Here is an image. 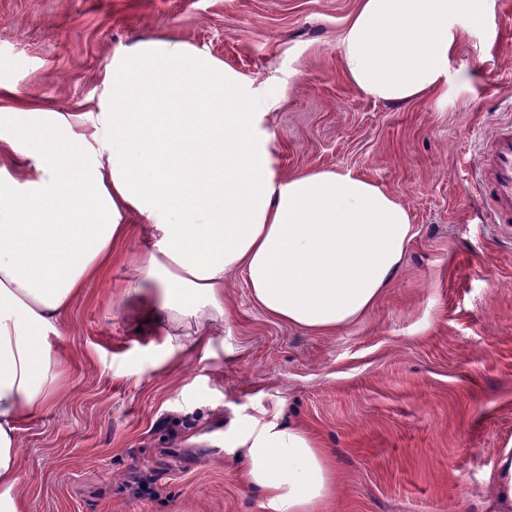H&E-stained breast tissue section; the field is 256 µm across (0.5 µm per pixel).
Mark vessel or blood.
Returning <instances> with one entry per match:
<instances>
[{
  "mask_svg": "<svg viewBox=\"0 0 512 512\" xmlns=\"http://www.w3.org/2000/svg\"><path fill=\"white\" fill-rule=\"evenodd\" d=\"M475 193L484 200L491 218L512 223V124L497 126L479 160Z\"/></svg>",
  "mask_w": 512,
  "mask_h": 512,
  "instance_id": "1",
  "label": "vessel or blood"
}]
</instances>
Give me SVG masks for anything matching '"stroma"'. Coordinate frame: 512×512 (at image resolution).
Returning <instances> with one entry per match:
<instances>
[{
	"label": "stroma",
	"mask_w": 512,
	"mask_h": 512,
	"mask_svg": "<svg viewBox=\"0 0 512 512\" xmlns=\"http://www.w3.org/2000/svg\"><path fill=\"white\" fill-rule=\"evenodd\" d=\"M358 0H0V84L92 123L104 68L165 38L224 62L270 102L283 174L332 169L405 203L414 236L360 323L311 336L271 319L240 272L209 351L172 349L117 305L133 225L59 335L67 397L22 425L27 512H271L224 451L229 423L313 436L341 482L335 512H491L512 441V227L471 192L493 128L512 122V0L453 20L448 84L403 106L357 91L339 39Z\"/></svg>",
	"instance_id": "obj_1"
}]
</instances>
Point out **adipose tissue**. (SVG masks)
I'll return each mask as SVG.
<instances>
[{
	"mask_svg": "<svg viewBox=\"0 0 512 512\" xmlns=\"http://www.w3.org/2000/svg\"><path fill=\"white\" fill-rule=\"evenodd\" d=\"M488 2L358 0L340 41L349 82L394 104L437 92L453 18ZM262 116L236 72L165 39L112 58L92 132L60 112L0 108V512H27L21 425L64 392L48 338L127 240L128 216L145 221L131 290L180 349L223 333L234 271L267 315L313 336L359 322L391 287L413 238L409 208L349 173L283 175ZM12 155L27 160L23 175L5 165ZM232 434L273 512H320L338 485L303 430Z\"/></svg>",
	"mask_w": 512,
	"mask_h": 512,
	"instance_id": "adipose-tissue-1",
	"label": "adipose tissue"
}]
</instances>
